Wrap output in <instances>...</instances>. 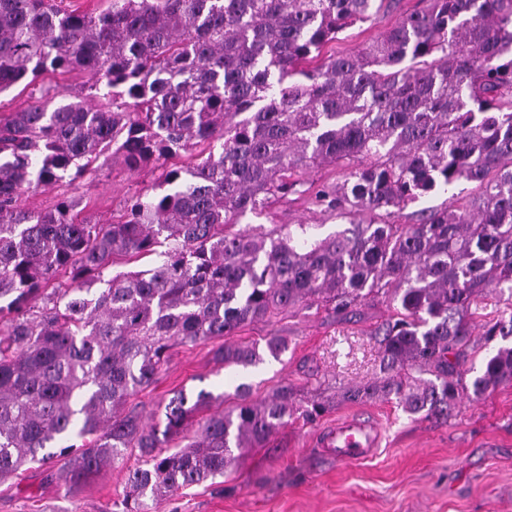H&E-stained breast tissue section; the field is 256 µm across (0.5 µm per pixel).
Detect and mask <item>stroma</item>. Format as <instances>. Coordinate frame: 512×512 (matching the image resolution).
<instances>
[{"label": "stroma", "mask_w": 512, "mask_h": 512, "mask_svg": "<svg viewBox=\"0 0 512 512\" xmlns=\"http://www.w3.org/2000/svg\"><path fill=\"white\" fill-rule=\"evenodd\" d=\"M422 0H398L391 10L354 24L328 45V52L350 54L372 43L403 13L422 8ZM151 169L128 170L107 162L58 186L28 194L35 211L60 197L82 200L92 221L106 224L122 214L127 198L153 190ZM305 223L313 235L337 228L335 216L316 206L310 195H291L260 215L244 216L239 229ZM390 314L382 303L339 316L301 305L269 321L238 330V342L263 343L269 336L288 342L279 360L228 370L213 352V338L194 346L173 347L150 387L130 397L129 406L146 419L157 418L178 391L223 396L202 407L206 418L232 407L237 385L247 384L260 401L291 386L297 405L332 398L327 413L312 421L292 420L271 436L267 447L245 450L221 483L193 485L162 500L155 512H512V382L481 397L463 399L448 421L411 416L391 402L338 400L339 388L373 380L379 373L380 346L374 331ZM357 420L376 431L378 443L358 461L337 460L330 433L336 424ZM139 463L130 454L73 488L58 477L62 459L25 467L0 483V512H122L126 475Z\"/></svg>", "instance_id": "stroma-1"}]
</instances>
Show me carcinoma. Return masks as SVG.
<instances>
[{"label":"carcinoma","mask_w":512,"mask_h":512,"mask_svg":"<svg viewBox=\"0 0 512 512\" xmlns=\"http://www.w3.org/2000/svg\"><path fill=\"white\" fill-rule=\"evenodd\" d=\"M383 0H111L100 12L0 0V93L46 71L85 70L109 88L31 90L0 116V480L63 456L76 487L138 450L123 512L213 482L234 451L263 446L296 412L292 389L198 422L184 393L165 425L127 408L169 351L269 321L305 302L338 315L386 303L380 375L345 401L395 402L448 421L469 395L512 381V0H425L357 54L324 55ZM196 148L187 167L172 160ZM119 155L162 168L160 192L98 224L28 191ZM343 162L315 203L367 222L324 238L309 225L232 231L248 213L305 194L304 171ZM462 182L478 193L457 206ZM437 192L452 203L399 224ZM154 255L105 277L117 257ZM494 297L487 311L488 296ZM485 350L478 368L468 352ZM282 336L226 342V368L275 360ZM194 431L183 448L169 440Z\"/></svg>","instance_id":"cac0c4a2"}]
</instances>
